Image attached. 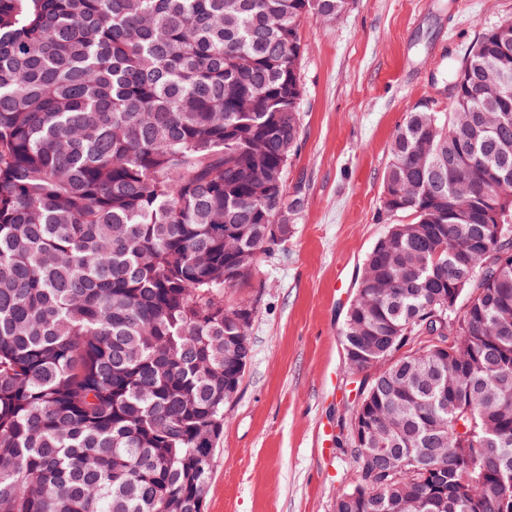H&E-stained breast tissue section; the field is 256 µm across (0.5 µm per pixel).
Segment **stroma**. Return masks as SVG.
<instances>
[{"label":"stroma","instance_id":"1","mask_svg":"<svg viewBox=\"0 0 512 512\" xmlns=\"http://www.w3.org/2000/svg\"><path fill=\"white\" fill-rule=\"evenodd\" d=\"M509 17L512 0H352L334 21L301 24V137L285 190L305 205L286 245L236 291L254 309L251 358L204 512H334L353 476L336 436L360 395L340 330L366 254L413 220L383 209L389 141L414 107L445 109L449 63Z\"/></svg>","mask_w":512,"mask_h":512}]
</instances>
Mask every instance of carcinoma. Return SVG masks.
Wrapping results in <instances>:
<instances>
[{"label":"carcinoma","mask_w":512,"mask_h":512,"mask_svg":"<svg viewBox=\"0 0 512 512\" xmlns=\"http://www.w3.org/2000/svg\"><path fill=\"white\" fill-rule=\"evenodd\" d=\"M348 6L0 0V512H202L224 381L251 358L253 308L224 295L302 208L284 191L299 26ZM450 74L448 111L392 136L384 210L411 232L367 254L341 336L381 358L452 327V353L421 346L368 384L355 410L392 464L350 443L337 512H512V194L487 178L512 166V87L494 88L512 18ZM455 284L472 304L448 307Z\"/></svg>","instance_id":"obj_1"}]
</instances>
